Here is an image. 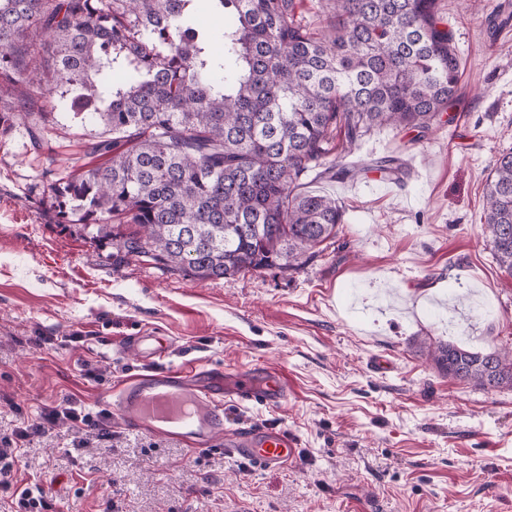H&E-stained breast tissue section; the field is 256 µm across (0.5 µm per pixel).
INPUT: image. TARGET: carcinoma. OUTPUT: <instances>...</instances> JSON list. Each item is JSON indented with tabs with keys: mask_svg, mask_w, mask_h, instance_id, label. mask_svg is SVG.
<instances>
[{
	"mask_svg": "<svg viewBox=\"0 0 512 512\" xmlns=\"http://www.w3.org/2000/svg\"><path fill=\"white\" fill-rule=\"evenodd\" d=\"M0 0V129L45 122L60 92L112 137L104 159L49 187L58 224L116 220L115 249L197 280L288 272L336 236L343 211L306 181L400 177L402 159L347 163L376 130L428 132L459 92L440 0H328L324 29L297 0ZM336 159L327 161L331 153ZM485 232L512 276V151L493 163ZM438 370L480 390L512 388V351L428 345Z\"/></svg>",
	"mask_w": 512,
	"mask_h": 512,
	"instance_id": "carcinoma-1",
	"label": "carcinoma"
}]
</instances>
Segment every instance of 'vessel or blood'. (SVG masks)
I'll list each match as a JSON object with an SVG mask.
<instances>
[{"instance_id":"b4317fda","label":"vessel or blood","mask_w":512,"mask_h":512,"mask_svg":"<svg viewBox=\"0 0 512 512\" xmlns=\"http://www.w3.org/2000/svg\"><path fill=\"white\" fill-rule=\"evenodd\" d=\"M281 404L287 394L282 378L268 367L228 375L220 370L195 374L180 368H145L120 384L111 404L127 426L184 442L195 451L221 445L233 456L272 469L283 468L295 455V443L286 431L228 429L224 424V397Z\"/></svg>"}]
</instances>
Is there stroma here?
I'll return each instance as SVG.
<instances>
[{
  "mask_svg": "<svg viewBox=\"0 0 512 512\" xmlns=\"http://www.w3.org/2000/svg\"><path fill=\"white\" fill-rule=\"evenodd\" d=\"M441 21L462 69L448 120L354 152L400 155L403 181L310 182L344 222L296 271L199 282L122 257L96 227L55 223L48 202L104 127L51 94L40 138L23 121L0 132V439L71 396L112 432L80 448L63 428L33 437L15 478L54 479L61 512H512V389L450 381L420 348L512 350V276L482 233L488 174L512 150V0L477 13L442 0ZM140 333L168 337L173 366L276 369L285 401L225 398V423L286 430L294 463L246 468L125 426L108 397L140 370L124 347Z\"/></svg>",
  "mask_w": 512,
  "mask_h": 512,
  "instance_id": "35a3bbf8",
  "label": "stroma"
}]
</instances>
